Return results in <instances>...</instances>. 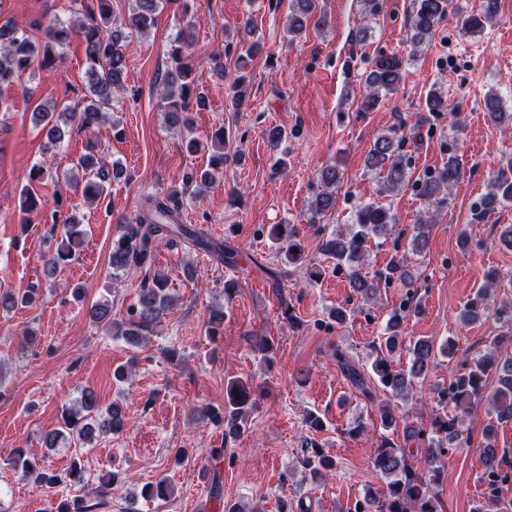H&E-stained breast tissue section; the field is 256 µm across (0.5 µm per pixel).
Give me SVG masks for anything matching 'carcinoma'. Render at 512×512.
Returning a JSON list of instances; mask_svg holds the SVG:
<instances>
[{"instance_id":"carcinoma-1","label":"carcinoma","mask_w":512,"mask_h":512,"mask_svg":"<svg viewBox=\"0 0 512 512\" xmlns=\"http://www.w3.org/2000/svg\"><path fill=\"white\" fill-rule=\"evenodd\" d=\"M171 0H135V7L128 17L129 25L137 31H148L157 22L158 15ZM318 0H293V14L287 18L284 27L290 40L300 37L305 31L304 20L316 13ZM499 0H482L481 11L457 19L465 34H475L484 28L498 13ZM448 0H414V13L409 25V42L412 51H417L429 39L436 27L446 17ZM112 0H96V4L84 5V0H72L70 17L66 21L49 20L44 30L43 40H33L15 26L0 25V106L5 103L4 92L28 69L36 66L42 70L56 69L61 54L59 48L76 37L84 44L86 56V78L84 95L80 105L57 110L56 104H39L35 115L43 125L48 143L56 146L73 130L95 133L105 123L107 109L112 95L125 87L126 56L123 31L112 26ZM240 38L234 44H228L237 52V76L231 88L229 99L233 110L238 111L249 102V83L242 71L249 61L262 50L257 40L249 41L247 36L252 29L245 24L239 29ZM193 41L186 38L184 32H178L170 41L169 57L172 65L166 67L159 82V108L168 128L184 133L182 145L190 154L201 150L200 142L193 137L190 112L206 107V99L199 91L198 71L192 60ZM401 62L397 56L381 58L376 69L366 77V95L360 103L366 111L379 103L381 98L396 93L401 85ZM221 150L212 154L207 167L191 172L182 189L173 188L163 193L150 195L143 201L132 223L124 225L121 235L112 240L109 265L112 276L120 278L132 267H141L152 259L154 252L164 242L173 239L191 241L198 249L219 257H227L233 263V254H224L223 246L209 240L197 229L180 223V212L190 187L196 192L215 185L224 177V164L228 155L225 136H219ZM404 140L398 136V130L392 128L379 134L368 153L367 169L382 176L387 190H399L411 183L418 195L439 204L445 199L439 198L442 191L459 182L464 175L462 164L456 155H449L442 168L428 173L418 180L410 181L409 161L402 150ZM51 170L43 164L33 165L27 176V185L21 190L22 208L28 213L42 209L40 199L34 192V185L50 176ZM123 168L117 162H105L97 153L96 141L87 140L83 152L74 164L71 185L81 191L84 201L94 203L106 196L111 180L119 179ZM319 181L322 191L313 202V214L318 216L328 211L335 203L338 179L336 170L321 172ZM512 201V182L505 175H499L490 181L483 199L484 210ZM355 222L346 229H338L322 245V254L336 260V267L347 268V279L353 294L368 299L377 293L380 282H389L401 272L404 259L392 262L387 274L382 277H368L362 271L361 263L367 251V243L374 236H385L397 223V217L391 208L377 202H361L355 209ZM64 237L60 247L47 258L46 266L54 270L72 260L74 246L79 243L84 230L76 216H67L62 220ZM268 238L280 246L281 254L290 264H303L304 251L298 240L294 226L273 224ZM500 275L491 271L485 276V284L476 299L468 303L460 313L464 324L475 323L485 317L489 310L487 300L491 292L498 288ZM35 291L25 293L11 291L0 292V311L10 312L18 306L29 304ZM172 299L168 294L167 279L157 273L152 281L144 285L138 294L137 302L122 320L112 318V309L107 303H100L90 309L94 322L104 324L112 335L122 338L127 344L135 346L145 340L155 325L171 307ZM419 313V304L412 292L406 293V300L394 311L387 321L383 342L375 347V357L371 362V373L360 370L341 350H336V362L343 374L358 393L368 402L374 401L370 380L377 379L379 384L394 398L407 397L416 389L418 380H423L429 371L431 358L435 352L444 356L453 354L455 344L445 340L435 346L431 339L419 338L409 345L410 362L408 369H394L391 355L402 346L401 327L406 316ZM497 353H485L474 357L456 375L448 388L440 395L453 402L457 413L434 423L435 433L440 435L437 446L427 449L426 469L419 474L411 468L404 449L388 436L381 434L374 445L370 457L373 471L386 479V489L377 496L370 492L346 512H440L439 501L430 493L429 486L439 481L443 467L442 458L449 449L462 446L457 426L461 415L468 412L473 404L481 401L485 393L486 378L494 369L500 367L504 377L490 398V407L497 420L512 419V356L508 347L512 346V336H497L492 341ZM255 397L249 386L241 380L227 382L224 392V412L214 410L202 412V418L212 422L224 423L228 435L235 438L244 433V423L254 408ZM380 424L388 431L396 427L400 414L391 404L379 407ZM125 407L119 401L102 409L97 395L87 390L79 405L62 409L59 427L44 434L42 442L46 448H56L59 443L76 440L82 444H91L100 435L118 434L125 427ZM302 467L310 477L320 479L326 472L334 469L332 457L319 450L301 461ZM13 466L26 476L36 475L42 482L54 487L61 483V477L38 471L37 458L22 451L16 453ZM173 486L169 479L162 478L155 483L143 486L142 496L146 499H165L170 496ZM97 503H89L82 497L62 501L55 512H95Z\"/></svg>"}]
</instances>
